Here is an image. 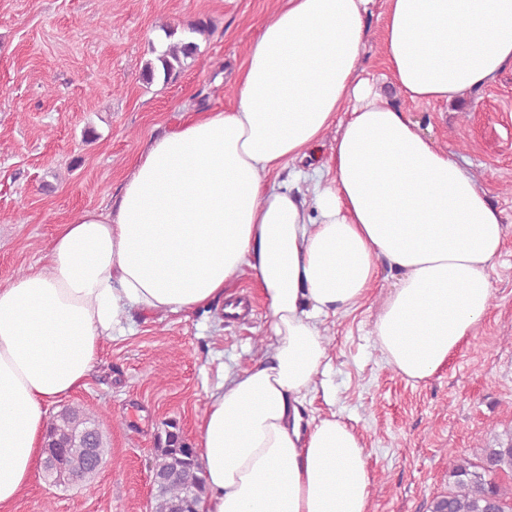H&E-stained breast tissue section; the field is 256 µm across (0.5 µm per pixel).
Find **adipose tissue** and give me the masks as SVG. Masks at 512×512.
I'll list each match as a JSON object with an SVG mask.
<instances>
[{
    "label": "adipose tissue",
    "mask_w": 512,
    "mask_h": 512,
    "mask_svg": "<svg viewBox=\"0 0 512 512\" xmlns=\"http://www.w3.org/2000/svg\"><path fill=\"white\" fill-rule=\"evenodd\" d=\"M384 18L388 74L361 76ZM512 69V0H282L228 112L151 139L113 207L58 225L37 268L0 285V512L43 458L46 404L83 387L131 312L186 314L250 271L269 351L212 394L197 429L202 512H369L361 436L316 413L324 331L393 284L372 334L422 381L486 317L505 233L487 191L403 101L453 104ZM307 190L279 181L325 137Z\"/></svg>",
    "instance_id": "obj_1"
}]
</instances>
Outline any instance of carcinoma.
<instances>
[{"mask_svg":"<svg viewBox=\"0 0 512 512\" xmlns=\"http://www.w3.org/2000/svg\"><path fill=\"white\" fill-rule=\"evenodd\" d=\"M164 34L170 42L155 60L145 63L141 72L148 85L160 79L167 83L177 77L182 61L199 48L196 36L208 34V28L197 21L189 24L177 40L175 29L166 28ZM90 436L102 455L110 454L100 429V414L79 405H66L54 414L46 428L45 447L56 448L58 452L52 459L54 473H45V478L54 485L60 484L54 479L56 474H79L90 479L94 472L87 465L85 450ZM448 454L452 458L448 493L433 498L429 512H488L492 506L496 512H512L511 434L496 436L492 444L480 449L473 458L453 449ZM153 469L159 474H171L173 479L155 486L150 512H179L182 507L195 512L200 508L207 495L201 465L194 449L186 447L179 435H169L166 446L156 449Z\"/></svg>","mask_w":512,"mask_h":512,"instance_id":"carcinoma-1","label":"carcinoma"}]
</instances>
